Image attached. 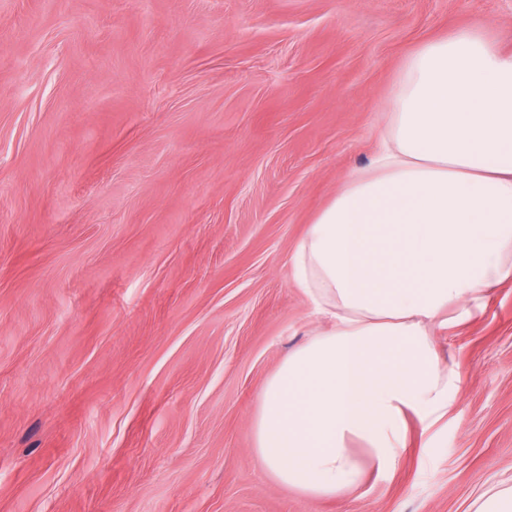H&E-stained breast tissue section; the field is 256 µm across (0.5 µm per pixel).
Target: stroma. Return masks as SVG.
Listing matches in <instances>:
<instances>
[{
  "label": "stroma",
  "mask_w": 512,
  "mask_h": 512,
  "mask_svg": "<svg viewBox=\"0 0 512 512\" xmlns=\"http://www.w3.org/2000/svg\"><path fill=\"white\" fill-rule=\"evenodd\" d=\"M512 0H0V512H474L512 485V282L439 338L448 415L346 499L263 475L312 321L290 257L403 58Z\"/></svg>",
  "instance_id": "obj_1"
}]
</instances>
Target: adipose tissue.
Returning <instances> with one entry per match:
<instances>
[{
	"mask_svg": "<svg viewBox=\"0 0 512 512\" xmlns=\"http://www.w3.org/2000/svg\"><path fill=\"white\" fill-rule=\"evenodd\" d=\"M291 267L320 326L268 379L254 454L281 485L340 499L366 462L396 466L406 415L447 416L456 374L437 335L512 280V53L478 25L409 53L369 165Z\"/></svg>",
	"mask_w": 512,
	"mask_h": 512,
	"instance_id": "ef3b65f1",
	"label": "adipose tissue"
}]
</instances>
